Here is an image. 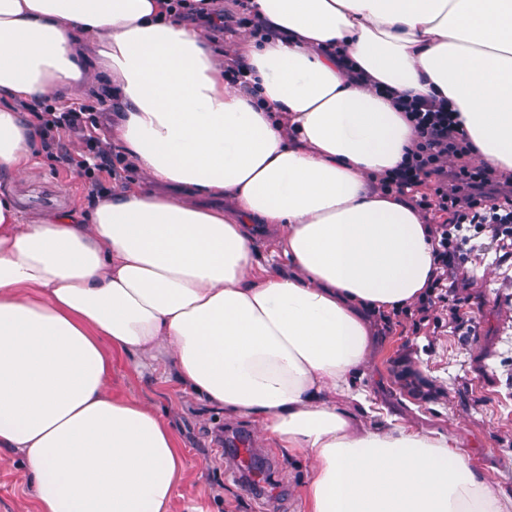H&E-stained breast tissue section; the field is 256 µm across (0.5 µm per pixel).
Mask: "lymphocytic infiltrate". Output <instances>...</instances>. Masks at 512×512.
<instances>
[{"instance_id": "lymphocytic-infiltrate-1", "label": "lymphocytic infiltrate", "mask_w": 512, "mask_h": 512, "mask_svg": "<svg viewBox=\"0 0 512 512\" xmlns=\"http://www.w3.org/2000/svg\"><path fill=\"white\" fill-rule=\"evenodd\" d=\"M398 106L416 133V143L395 169L378 180L377 186L387 193L402 194L430 183L429 193L421 195L416 206L444 217L432 228L437 265L432 285L450 291L454 284L448 278L449 271L468 261L463 227L488 235L500 249L512 246V181L499 180L484 162L471 161L470 141L449 103L415 96L399 99ZM38 107L34 119L43 146L54 151L58 162L76 168L87 180L91 196L99 198L108 193L117 166L97 135L101 127L99 112L87 105L61 112L45 101ZM66 132L82 139L85 155L76 159L67 152L62 142Z\"/></svg>"}]
</instances>
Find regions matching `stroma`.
Listing matches in <instances>:
<instances>
[{"instance_id": "stroma-1", "label": "stroma", "mask_w": 512, "mask_h": 512, "mask_svg": "<svg viewBox=\"0 0 512 512\" xmlns=\"http://www.w3.org/2000/svg\"><path fill=\"white\" fill-rule=\"evenodd\" d=\"M50 194L56 214L79 215L90 208L88 184L75 169L37 150L27 174L0 181L23 223L45 216L30 196ZM470 259L458 271V293L469 313L465 325L451 322L448 304L433 298L427 313L409 307L374 317L382 342L367 368L372 406L363 419L384 417L423 426L456 438L482 477L512 494V258L500 260L496 243L484 236L469 243ZM111 363L113 397L153 408L171 425L184 461V474L170 512H302L305 467L264 438L254 424L232 421L173 384L138 371L124 353L105 351ZM409 358L435 394L418 400L401 393L393 377L400 358ZM241 436L264 468L251 486L227 442ZM0 512H35L27 475L17 454L0 451Z\"/></svg>"}]
</instances>
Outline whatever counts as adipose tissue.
<instances>
[{"label":"adipose tissue","mask_w":512,"mask_h":512,"mask_svg":"<svg viewBox=\"0 0 512 512\" xmlns=\"http://www.w3.org/2000/svg\"><path fill=\"white\" fill-rule=\"evenodd\" d=\"M163 3L0 0V95L75 98L101 71L111 140L148 182L232 203L126 186L23 224L0 199V449L36 512H169L182 456L109 394L108 346L304 459V512H512L454 437L360 417L371 315L436 268L430 224L373 186L415 142L396 99L451 100L512 175V0H249L267 37L237 46L245 88ZM35 139L0 107V179ZM258 224L280 227L278 260L259 261Z\"/></svg>","instance_id":"1"}]
</instances>
